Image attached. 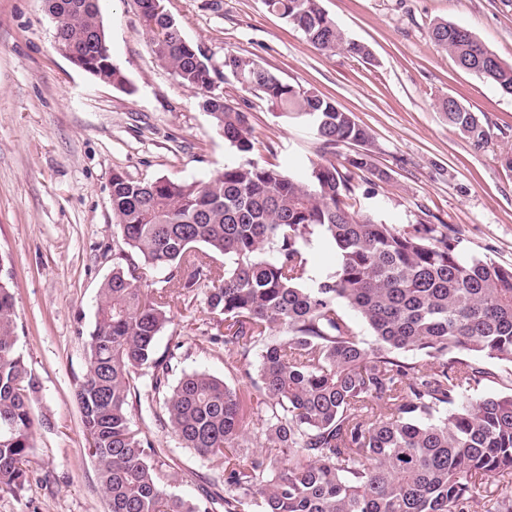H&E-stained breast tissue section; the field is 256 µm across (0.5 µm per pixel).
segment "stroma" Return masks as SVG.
I'll return each mask as SVG.
<instances>
[{"instance_id": "obj_1", "label": "stroma", "mask_w": 512, "mask_h": 512, "mask_svg": "<svg viewBox=\"0 0 512 512\" xmlns=\"http://www.w3.org/2000/svg\"><path fill=\"white\" fill-rule=\"evenodd\" d=\"M370 59L317 50L263 0H164L184 37L214 59L255 60L292 85L315 90L370 134L378 181L357 172L356 199L386 223L445 224L465 256L512 264V97L461 69L430 38L441 21L469 28L512 64V0H320ZM124 91L72 64L54 41L45 0H0V277L16 298L17 350L39 392L32 466L21 492L0 491V512H107L74 393L87 370L86 341L101 284L112 272V175L205 181L236 161L197 94L154 55L134 0H99ZM225 98L248 112L254 161L306 177L319 141L280 108L234 80ZM449 96L477 112L490 137L473 145L436 107ZM158 351L174 350L173 377L204 371L229 383L203 297L171 308ZM132 421L171 466L167 488L201 500L219 460L179 447L158 422Z\"/></svg>"}]
</instances>
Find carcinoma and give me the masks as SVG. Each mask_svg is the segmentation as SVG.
<instances>
[{"instance_id":"cac0c4a2","label":"carcinoma","mask_w":512,"mask_h":512,"mask_svg":"<svg viewBox=\"0 0 512 512\" xmlns=\"http://www.w3.org/2000/svg\"><path fill=\"white\" fill-rule=\"evenodd\" d=\"M60 48L83 53L89 74L126 88L111 59L97 0H48ZM156 58L199 95V107L239 155L204 182L112 176L117 235L75 392L108 512H208L167 491L161 450L132 426L143 388L155 420L184 448L224 466V512H512V266L466 257L446 224L401 230L352 210L355 171L379 181L367 152L313 162L300 180L251 158L247 112L218 91L227 77L309 124L322 149L365 146L368 131L311 89L234 53L217 61L185 39L163 0H137ZM317 49L369 58L320 0H265ZM458 65L512 96V65L470 30L433 26ZM448 124L476 145L489 130L469 109L438 99ZM319 236L336 271L309 275ZM165 287H142V270ZM204 296L224 334L230 384L204 371L170 383L173 354L156 340L171 322L172 289ZM369 332L355 331L344 308ZM15 300L0 279V490L23 489L39 425L38 385L17 351ZM256 358L257 377L248 366ZM507 366L495 373L486 361ZM495 380L502 390L477 392ZM275 452L249 455L248 436Z\"/></svg>"}]
</instances>
